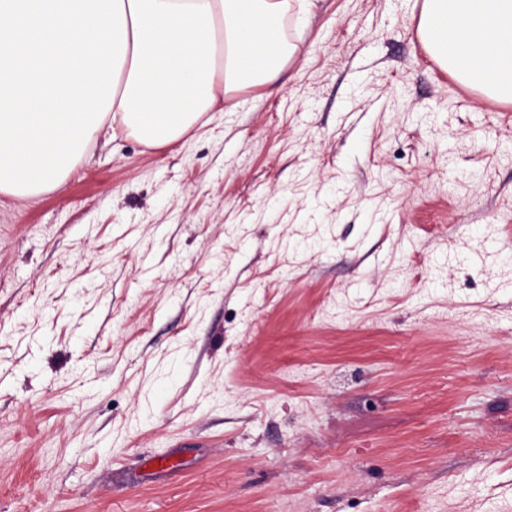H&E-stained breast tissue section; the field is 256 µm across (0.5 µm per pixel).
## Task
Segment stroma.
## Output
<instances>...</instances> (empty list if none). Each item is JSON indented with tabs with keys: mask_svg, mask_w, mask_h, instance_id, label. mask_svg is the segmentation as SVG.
Listing matches in <instances>:
<instances>
[{
	"mask_svg": "<svg viewBox=\"0 0 512 512\" xmlns=\"http://www.w3.org/2000/svg\"><path fill=\"white\" fill-rule=\"evenodd\" d=\"M421 4L0 194V512H512V103Z\"/></svg>",
	"mask_w": 512,
	"mask_h": 512,
	"instance_id": "obj_1",
	"label": "stroma"
}]
</instances>
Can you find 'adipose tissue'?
<instances>
[{"label": "adipose tissue", "mask_w": 512, "mask_h": 512, "mask_svg": "<svg viewBox=\"0 0 512 512\" xmlns=\"http://www.w3.org/2000/svg\"><path fill=\"white\" fill-rule=\"evenodd\" d=\"M317 0H0V194L61 187L101 132L178 143L296 47L283 26ZM425 51L512 102V0H423Z\"/></svg>", "instance_id": "1"}]
</instances>
